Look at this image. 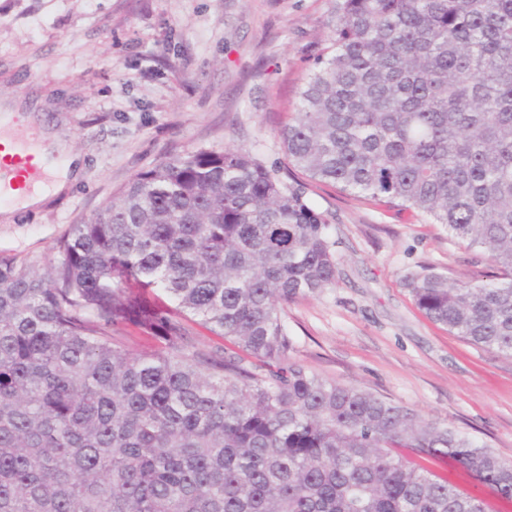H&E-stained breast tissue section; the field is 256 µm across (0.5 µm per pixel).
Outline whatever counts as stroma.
Wrapping results in <instances>:
<instances>
[{
  "mask_svg": "<svg viewBox=\"0 0 512 512\" xmlns=\"http://www.w3.org/2000/svg\"><path fill=\"white\" fill-rule=\"evenodd\" d=\"M331 0H0V100L35 104L79 179L36 208L0 214V256L38 267L71 225L137 173L178 155L237 148L282 162L298 88L331 37ZM330 220L338 284L284 307L289 353L321 377L405 406L512 460V358L451 335L404 276L433 267L476 283L489 254L416 211L306 182ZM423 465L492 512H512L451 460Z\"/></svg>",
  "mask_w": 512,
  "mask_h": 512,
  "instance_id": "obj_1",
  "label": "stroma"
}]
</instances>
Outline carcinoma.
<instances>
[{
	"instance_id": "1",
	"label": "carcinoma",
	"mask_w": 512,
	"mask_h": 512,
	"mask_svg": "<svg viewBox=\"0 0 512 512\" xmlns=\"http://www.w3.org/2000/svg\"><path fill=\"white\" fill-rule=\"evenodd\" d=\"M331 23L281 132L285 176L187 153L71 225L50 265L0 257V512H486L401 448L512 501V460L289 361L282 317L337 283L298 172L487 251L496 282L404 283L448 333L512 357V0H333ZM197 320L240 352L197 350ZM128 325L160 348L131 350Z\"/></svg>"
}]
</instances>
